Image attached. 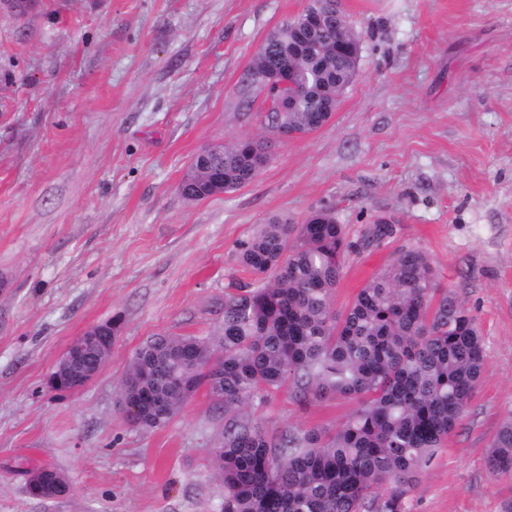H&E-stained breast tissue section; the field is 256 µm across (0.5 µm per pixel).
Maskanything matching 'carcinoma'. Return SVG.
<instances>
[{"instance_id": "carcinoma-1", "label": "carcinoma", "mask_w": 512, "mask_h": 512, "mask_svg": "<svg viewBox=\"0 0 512 512\" xmlns=\"http://www.w3.org/2000/svg\"><path fill=\"white\" fill-rule=\"evenodd\" d=\"M301 18L285 21L259 47L261 79L297 47L291 111L272 127L306 134L327 124L357 62L351 54L312 53L350 30L332 17L301 38ZM267 161L260 142L243 137L194 155L179 185L203 200L251 183ZM390 224H372L361 242L327 209L296 224L272 217L240 245L238 260L255 280L224 296V318L210 337L153 336L135 352L119 394L138 405L131 424L168 425L188 400L174 380L206 386L224 405V434L213 452L224 484L222 512H413L412 493L460 422L485 368L477 318L442 287L429 255L403 250L343 311L333 293L341 258L380 245ZM304 403L348 399L356 407L337 426L271 433L250 409L287 384ZM488 471L512 481V417L486 454Z\"/></svg>"}]
</instances>
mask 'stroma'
Wrapping results in <instances>:
<instances>
[{"label":"stroma","mask_w":512,"mask_h":512,"mask_svg":"<svg viewBox=\"0 0 512 512\" xmlns=\"http://www.w3.org/2000/svg\"><path fill=\"white\" fill-rule=\"evenodd\" d=\"M306 0H37L0 13V512H221L209 450L224 410L199 388L162 429L133 427L119 385L157 334L208 336L253 277L238 245L273 216L328 208L350 240L336 309L400 250L430 256L477 316L485 371L413 492L415 512H503L512 483L485 467L512 415V0H346L362 37L332 119L284 140L251 74L267 34ZM266 137L250 184L182 197L193 155ZM119 320L112 357L72 394L46 383L90 326ZM347 399L282 390L264 428L335 425ZM51 466L72 491L27 492Z\"/></svg>","instance_id":"35a3bbf8"}]
</instances>
